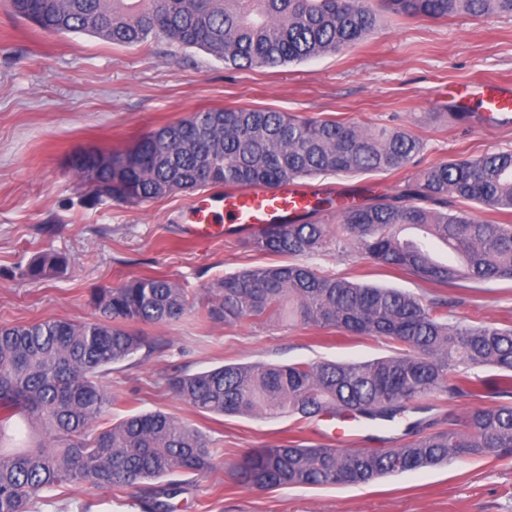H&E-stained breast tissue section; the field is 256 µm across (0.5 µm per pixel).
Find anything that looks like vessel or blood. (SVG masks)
<instances>
[{"label": "vessel or blood", "mask_w": 512, "mask_h": 512, "mask_svg": "<svg viewBox=\"0 0 512 512\" xmlns=\"http://www.w3.org/2000/svg\"><path fill=\"white\" fill-rule=\"evenodd\" d=\"M460 105L479 99L486 125L512 124V86L484 83L465 87L457 94ZM315 200L314 190L302 182L275 188L225 190L223 198H209L194 207L189 234L208 238L225 233L254 235L272 224H284L309 210Z\"/></svg>", "instance_id": "1"}]
</instances>
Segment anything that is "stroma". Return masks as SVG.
<instances>
[{"mask_svg":"<svg viewBox=\"0 0 512 512\" xmlns=\"http://www.w3.org/2000/svg\"><path fill=\"white\" fill-rule=\"evenodd\" d=\"M512 83V16L449 19L384 14L366 38L336 54L276 69L228 68L196 48L159 37L123 48L84 34L49 35L14 18L0 0V325L92 319L95 289L144 275L179 281L191 300L218 278L280 263L253 251L249 237L197 241L184 232L192 195L175 191L129 204L91 196L68 169L85 147L125 149L141 135L209 108H257L302 117L401 127L423 151L395 173L320 175L315 184L395 194L423 167L487 152L512 151V127L484 128L461 117L449 86ZM44 251L69 269L32 281L20 266ZM309 265L359 282L434 297L425 283L329 250ZM449 320L512 324V282L448 290ZM161 348L115 366L105 384L117 421L163 410L191 421L220 450L219 466L172 500L176 512H512V456L456 460L364 485L255 490L232 476L247 451L296 439L315 446L310 426L281 417H204L171 394L165 379L228 363L367 362L391 355L384 338L345 336L301 323L212 324L189 313L146 326ZM139 486L123 492H48L40 512H143Z\"/></svg>","mask_w":512,"mask_h":512,"instance_id":"1","label":"stroma"}]
</instances>
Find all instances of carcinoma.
I'll return each instance as SVG.
<instances>
[{
	"mask_svg": "<svg viewBox=\"0 0 512 512\" xmlns=\"http://www.w3.org/2000/svg\"><path fill=\"white\" fill-rule=\"evenodd\" d=\"M12 13L54 35L82 33L133 47L159 35L233 67L276 68L335 54L374 30L380 13L448 19L512 15V0H9ZM422 141L402 128L366 127L284 112L212 108L142 135L134 145L70 163L73 174L112 198L142 203L205 187H273L324 174L393 172ZM458 202L512 214V152L450 159L421 170L394 196H365L336 213L319 198L290 224L251 239L253 250L286 256L242 269L207 289L199 313L234 325L300 322L351 336L381 337L392 355L363 363L225 364L174 375L166 386L202 415L293 418L323 414L392 422L427 397L476 405L443 426L408 423L399 448L345 449L293 441L245 453L235 479L256 489L369 484L456 458L512 455V325L448 321L451 301L425 303L397 288L320 272L304 259L353 246L372 264L434 288L512 281V225L480 221ZM46 252L21 270L29 279L61 273ZM95 317L0 325V512H37L44 493L121 490L151 482L147 512H171L176 473L204 477L219 449L194 424L155 411L108 426L113 405L103 379L112 366L154 353L158 341L132 328L165 326L191 302L178 282L136 277L91 297ZM495 373L473 378L472 367ZM21 420L26 445H5Z\"/></svg>",
	"mask_w": 512,
	"mask_h": 512,
	"instance_id": "1",
	"label": "carcinoma"
}]
</instances>
